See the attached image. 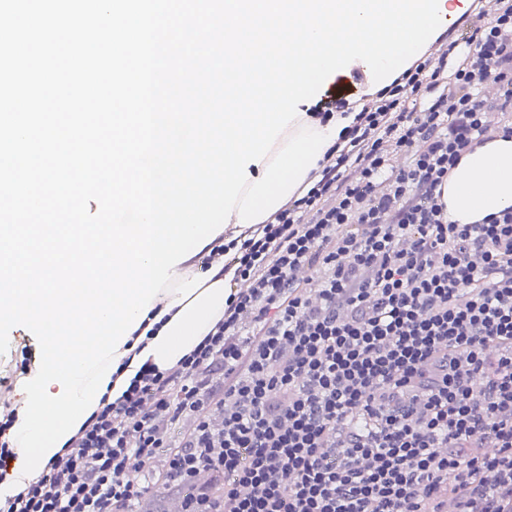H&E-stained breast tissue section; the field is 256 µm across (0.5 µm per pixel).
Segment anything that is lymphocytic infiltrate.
<instances>
[{
    "label": "lymphocytic infiltrate",
    "mask_w": 512,
    "mask_h": 512,
    "mask_svg": "<svg viewBox=\"0 0 512 512\" xmlns=\"http://www.w3.org/2000/svg\"><path fill=\"white\" fill-rule=\"evenodd\" d=\"M512 136V0L366 99L303 194L214 246L224 315L143 366L6 512H512V209L452 224L461 155ZM195 426L175 440L181 418Z\"/></svg>",
    "instance_id": "obj_1"
}]
</instances>
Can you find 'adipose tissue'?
I'll use <instances>...</instances> for the list:
<instances>
[{
  "label": "adipose tissue",
  "mask_w": 512,
  "mask_h": 512,
  "mask_svg": "<svg viewBox=\"0 0 512 512\" xmlns=\"http://www.w3.org/2000/svg\"><path fill=\"white\" fill-rule=\"evenodd\" d=\"M440 200L454 224H479L487 216L512 208V137L497 136L465 151L453 175L442 184ZM229 280V275L217 273L176 307L171 306L170 295L159 292L153 302L154 313L168 308L172 314L108 383L109 397H120L144 362L162 370L176 366L223 316Z\"/></svg>",
  "instance_id": "1"
}]
</instances>
